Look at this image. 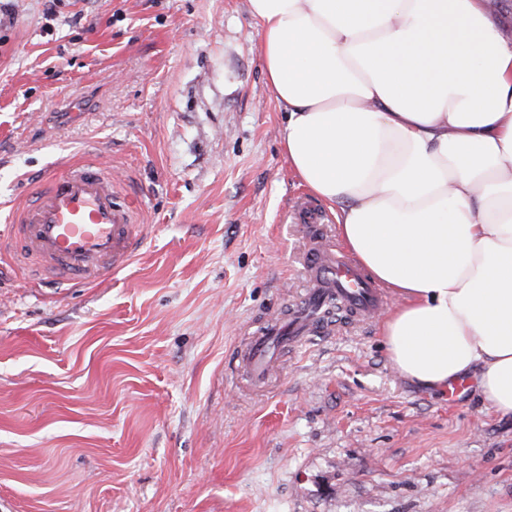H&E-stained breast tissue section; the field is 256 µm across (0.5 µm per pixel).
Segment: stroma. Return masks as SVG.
I'll return each instance as SVG.
<instances>
[{
    "mask_svg": "<svg viewBox=\"0 0 512 512\" xmlns=\"http://www.w3.org/2000/svg\"><path fill=\"white\" fill-rule=\"evenodd\" d=\"M248 0H0V235L103 160L145 242L76 288L0 256V512H512V415L390 364L337 313L260 385L307 286Z\"/></svg>",
    "mask_w": 512,
    "mask_h": 512,
    "instance_id": "1",
    "label": "stroma"
}]
</instances>
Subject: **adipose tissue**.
Listing matches in <instances>:
<instances>
[{"mask_svg":"<svg viewBox=\"0 0 512 512\" xmlns=\"http://www.w3.org/2000/svg\"><path fill=\"white\" fill-rule=\"evenodd\" d=\"M297 177L402 303L405 379L512 415V41L487 0H248Z\"/></svg>","mask_w":512,"mask_h":512,"instance_id":"adipose-tissue-1","label":"adipose tissue"}]
</instances>
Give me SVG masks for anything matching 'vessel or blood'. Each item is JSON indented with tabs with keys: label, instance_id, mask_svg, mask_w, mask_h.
I'll use <instances>...</instances> for the list:
<instances>
[{
	"label": "vessel or blood",
	"instance_id": "vessel-or-blood-1",
	"mask_svg": "<svg viewBox=\"0 0 512 512\" xmlns=\"http://www.w3.org/2000/svg\"><path fill=\"white\" fill-rule=\"evenodd\" d=\"M14 249L69 288L97 281L122 268L142 244L143 227L131 205L119 203L112 179L100 168L71 167L49 173L34 203L13 218ZM308 288L287 317L267 322L249 336L239 363L251 382H263L279 349L327 334V311L340 306L364 319L381 313L387 300L353 261L322 233L306 253Z\"/></svg>",
	"mask_w": 512,
	"mask_h": 512
}]
</instances>
